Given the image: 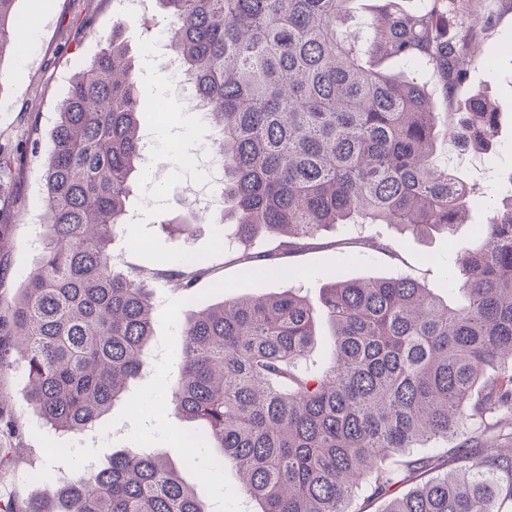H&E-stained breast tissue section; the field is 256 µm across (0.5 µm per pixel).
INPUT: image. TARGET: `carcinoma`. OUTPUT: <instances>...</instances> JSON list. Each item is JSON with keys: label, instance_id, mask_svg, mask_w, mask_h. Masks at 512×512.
<instances>
[{"label": "carcinoma", "instance_id": "obj_1", "mask_svg": "<svg viewBox=\"0 0 512 512\" xmlns=\"http://www.w3.org/2000/svg\"><path fill=\"white\" fill-rule=\"evenodd\" d=\"M350 0H159L186 83L220 135L224 244L274 237L293 252L327 225H390L413 237L468 218L469 186L436 160L439 131L468 148L496 136L499 112L473 96L435 112L427 85L387 63L413 59L448 95L470 64L461 43L492 13L454 19L448 0L408 14L380 0L372 35L347 27ZM15 0H0V58L15 52ZM112 27L109 48L70 80L47 160L39 263L0 310V374L20 368L24 400L54 430L80 434L129 393L144 366L156 305L140 267L116 272L141 136L153 106ZM0 147V200L21 179ZM202 272H163L190 291ZM451 305L404 276L335 280L312 304L290 288L241 294L180 328V374L166 390L177 415L242 474L258 512H348L362 487L382 512H512V193L448 272ZM332 329L328 367L304 366L319 321ZM0 401V433L16 431ZM438 451L415 456L410 448ZM459 466L440 470L442 458ZM426 480L396 497L394 487ZM0 512H204L165 459L126 450L76 469L53 491L0 497Z\"/></svg>", "mask_w": 512, "mask_h": 512}]
</instances>
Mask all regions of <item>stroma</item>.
<instances>
[{
  "mask_svg": "<svg viewBox=\"0 0 512 512\" xmlns=\"http://www.w3.org/2000/svg\"><path fill=\"white\" fill-rule=\"evenodd\" d=\"M486 4L495 23L465 43L463 50L471 58L465 80L450 96L432 94L438 112L456 111L460 101L479 93L501 105L498 133L488 152L437 147L438 161L448 164L482 197L472 206L468 222L455 225L451 234L422 239L386 228L392 240L388 252L360 244L350 227L336 224L306 239L301 251L282 254L277 260L281 275L268 276L245 274L242 264L225 253L223 225L195 224L187 235L168 233L165 227L166 221L190 213L187 201L191 189L200 188L202 171L189 165L188 158L209 148L212 129L202 111H186L183 79L158 62V48L168 39L167 13L158 0H147L139 22L130 24L117 0H15L21 29L16 54L0 61V144L15 146L34 123L41 134H48L70 77L107 48L113 25L122 24L123 41L139 72L141 95L162 100L166 110L163 119L149 125L159 146L132 199L138 220L121 243L123 267L147 265L158 273L193 257L202 261L208 273L188 295L158 277L150 281L158 310L145 366L129 383L130 399L116 401L83 433L47 428L20 402L25 387L22 375L15 371L0 375V396L14 404L21 425L19 445L24 449L15 464L0 469V494L41 492L58 480L60 469L74 470L89 459L103 466L115 452L147 448L176 466L205 512H254V504L238 488L234 466L215 467L219 449L195 442L197 423L179 418L157 401L163 383L174 382L179 373L180 327L191 313L243 292L262 295L295 286L310 300H318L323 287L339 272L349 279L401 274L441 290L449 258L473 247L483 224L490 221L491 203L512 181V0H486ZM17 194L20 206L0 226L5 235L0 300L6 302L39 257L36 228L43 210L35 170H28ZM61 448L66 456H58Z\"/></svg>",
  "mask_w": 512,
  "mask_h": 512,
  "instance_id": "stroma-1",
  "label": "stroma"
}]
</instances>
